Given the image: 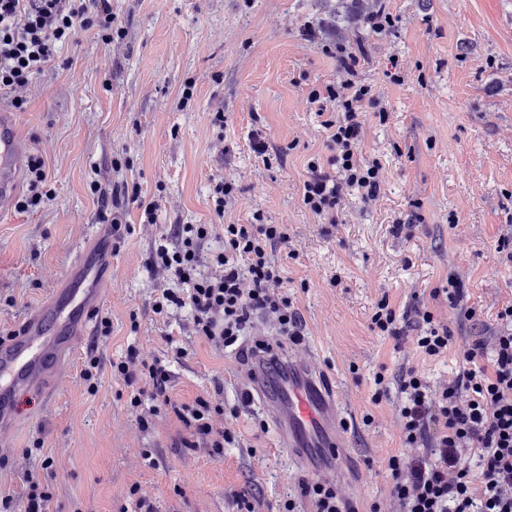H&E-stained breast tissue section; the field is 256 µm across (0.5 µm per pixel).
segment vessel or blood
I'll return each mask as SVG.
<instances>
[{
	"label": "vessel or blood",
	"mask_w": 512,
	"mask_h": 512,
	"mask_svg": "<svg viewBox=\"0 0 512 512\" xmlns=\"http://www.w3.org/2000/svg\"><path fill=\"white\" fill-rule=\"evenodd\" d=\"M27 148L14 113L0 111V213L9 210L20 183ZM112 227L98 225L47 298L12 335L0 338V434L15 433L18 398L47 396L62 383L78 343L112 285ZM263 404L278 447L303 466L342 457L347 446L336 391L322 389L309 362L292 360L286 376L271 380L258 361L243 365L238 380Z\"/></svg>",
	"instance_id": "b4317fda"
}]
</instances>
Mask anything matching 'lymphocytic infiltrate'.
<instances>
[{"label": "lymphocytic infiltrate", "instance_id": "1", "mask_svg": "<svg viewBox=\"0 0 512 512\" xmlns=\"http://www.w3.org/2000/svg\"><path fill=\"white\" fill-rule=\"evenodd\" d=\"M112 23L110 0H0V95L22 106L34 75L55 61L60 46L91 28L104 43H112ZM334 52L339 61L335 83L309 96L332 131L333 154L327 163L309 162L302 190L305 208L331 224L349 191L372 201L382 183L380 162L359 154L365 127L361 103L369 93L356 79L360 59L342 43ZM169 235L170 242L160 243L151 260L154 272L170 283L152 301V312L189 309L195 333L218 349L252 336L255 318L264 317L276 324L279 337L255 339L254 349L264 365L283 366L282 340L296 343L304 336L303 320L273 257L288 244L286 225L228 224L220 230L213 224H176ZM217 237L224 246L211 249ZM413 313L419 352L428 357L447 353L454 338L448 325L427 306L414 307ZM498 317L503 329L465 339L467 368L440 395H433L412 369L400 370L391 381L376 376L377 396H385L392 385L404 396L405 444L424 448L409 461L394 457L388 463L397 512H512V305ZM111 369L128 382L137 375L145 378L152 399L181 422L183 447L223 457L233 437L215 422L224 413L218 395L190 404L172 401L171 375L161 360L135 353Z\"/></svg>", "mask_w": 512, "mask_h": 512}]
</instances>
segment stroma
<instances>
[{
    "mask_svg": "<svg viewBox=\"0 0 512 512\" xmlns=\"http://www.w3.org/2000/svg\"><path fill=\"white\" fill-rule=\"evenodd\" d=\"M395 19L375 33L361 14L372 0H112L123 37L104 44L79 32L32 80L16 118L28 153L45 158L49 198L34 211L0 215V331L36 309L64 276L98 224V183L116 191L132 227L112 258V288L99 311L110 333L94 329L49 398L21 396L29 425L0 442V498L24 512L31 481L47 487L53 512H119L132 486L159 512H236L231 491L260 487L258 512H280L300 480L334 479L358 512L389 498L390 457L408 460L397 390L375 399V376L403 367L440 392L463 369L465 338L498 330L512 304V0H382ZM337 40L363 47L358 74L370 88L361 109L360 152L382 165L373 201L350 193L338 224L320 223L303 206L307 165L331 154L313 90L335 82ZM224 106V125L211 113ZM262 133L275 154L251 148ZM225 153H217V143ZM237 188L216 218L207 204L212 179ZM156 202V224L143 227L140 203ZM422 218L411 236L390 231L396 219ZM288 227L274 257L304 339L288 353L310 358L337 388L348 447L334 466L311 472L274 448L272 422L244 402L232 371L237 352L193 335L186 314H153L162 281L151 254L174 224H250L255 217ZM460 286V306L435 288ZM396 310L426 302L454 332L447 355L416 352L412 336L371 329L381 298ZM475 309L474 321L463 317ZM187 354L175 357V347ZM169 360L170 396L191 402L223 384L224 426L235 437L216 459L184 448L173 413L139 429L132 390L146 388L103 372L80 373L90 357L125 359L129 350ZM51 468H43L46 458Z\"/></svg>",
    "mask_w": 512,
    "mask_h": 512,
    "instance_id": "obj_1",
    "label": "stroma"
}]
</instances>
